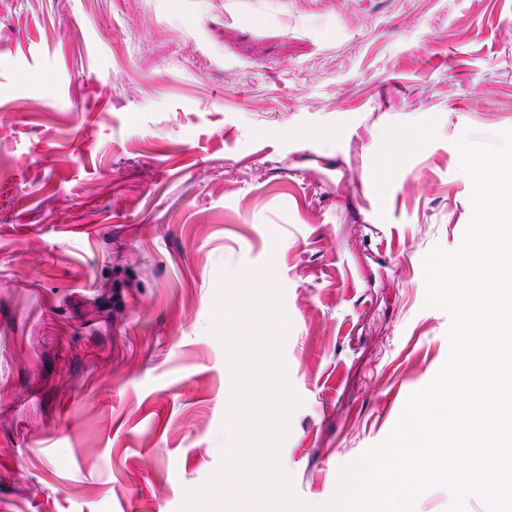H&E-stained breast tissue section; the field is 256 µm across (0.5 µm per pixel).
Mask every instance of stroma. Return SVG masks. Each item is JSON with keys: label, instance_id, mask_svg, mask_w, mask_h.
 Segmentation results:
<instances>
[{"label": "stroma", "instance_id": "1", "mask_svg": "<svg viewBox=\"0 0 512 512\" xmlns=\"http://www.w3.org/2000/svg\"><path fill=\"white\" fill-rule=\"evenodd\" d=\"M508 128L512 0H0V512H179L219 281L268 263L285 470L329 502L448 356L422 261L472 215L456 140Z\"/></svg>", "mask_w": 512, "mask_h": 512}]
</instances>
